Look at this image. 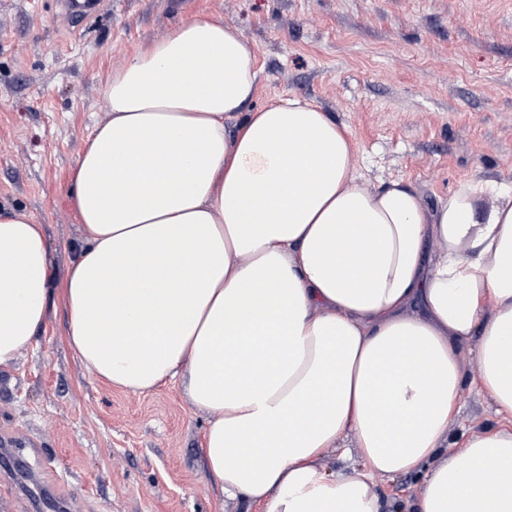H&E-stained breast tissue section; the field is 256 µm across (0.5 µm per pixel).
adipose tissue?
<instances>
[{
  "label": "adipose tissue",
  "mask_w": 512,
  "mask_h": 512,
  "mask_svg": "<svg viewBox=\"0 0 512 512\" xmlns=\"http://www.w3.org/2000/svg\"><path fill=\"white\" fill-rule=\"evenodd\" d=\"M258 76L243 32L205 16L113 70L61 282L42 226L0 211V366L55 296L96 377L185 378L226 499L383 512L379 484L415 475L413 512H512V430L451 441L469 360L512 417V185L473 177L432 208L408 180L369 185L319 104L248 110ZM349 439L358 467L327 469Z\"/></svg>",
  "instance_id": "1"
}]
</instances>
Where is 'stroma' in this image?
Masks as SVG:
<instances>
[{"label": "stroma", "instance_id": "1", "mask_svg": "<svg viewBox=\"0 0 512 512\" xmlns=\"http://www.w3.org/2000/svg\"><path fill=\"white\" fill-rule=\"evenodd\" d=\"M239 27L262 70L257 109L313 100L345 126L369 184L405 178L428 205L481 175L512 185V0H96L74 25L59 0H0V209L42 224L56 278L83 230L71 171L108 115L103 85L146 42L195 14ZM50 301L32 346L0 367V435L24 481L0 475V512H257L224 501L203 461L209 417L181 381L134 394L99 380ZM453 438L500 426L472 386Z\"/></svg>", "mask_w": 512, "mask_h": 512}]
</instances>
